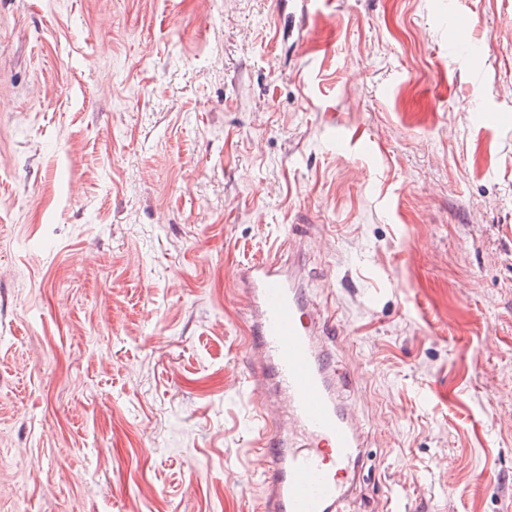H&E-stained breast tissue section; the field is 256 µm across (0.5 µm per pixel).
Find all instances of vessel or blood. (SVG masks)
<instances>
[{
    "label": "vessel or blood",
    "mask_w": 512,
    "mask_h": 512,
    "mask_svg": "<svg viewBox=\"0 0 512 512\" xmlns=\"http://www.w3.org/2000/svg\"><path fill=\"white\" fill-rule=\"evenodd\" d=\"M233 278L254 313L242 349L258 421L259 512H341L351 493L344 479L361 442L354 408L334 397L335 361L326 339L336 329L277 257L254 258ZM297 432L303 444L290 442Z\"/></svg>",
    "instance_id": "obj_1"
}]
</instances>
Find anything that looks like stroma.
<instances>
[{"label":"stroma","mask_w":512,"mask_h":512,"mask_svg":"<svg viewBox=\"0 0 512 512\" xmlns=\"http://www.w3.org/2000/svg\"><path fill=\"white\" fill-rule=\"evenodd\" d=\"M278 239L348 512H512V0H0V512H257Z\"/></svg>","instance_id":"obj_1"}]
</instances>
